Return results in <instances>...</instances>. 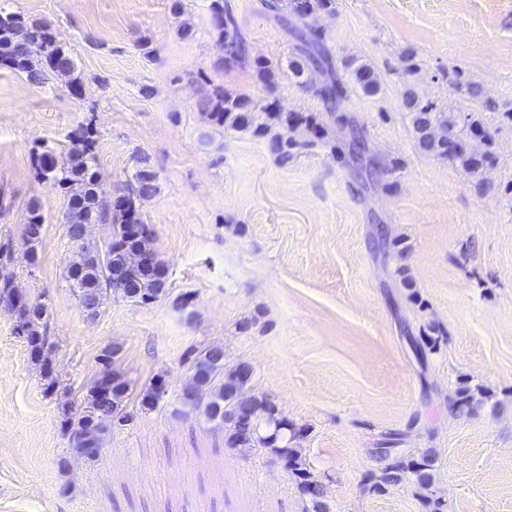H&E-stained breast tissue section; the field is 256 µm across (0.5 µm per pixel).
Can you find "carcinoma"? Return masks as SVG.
Wrapping results in <instances>:
<instances>
[{"instance_id":"cac0c4a2","label":"carcinoma","mask_w":512,"mask_h":512,"mask_svg":"<svg viewBox=\"0 0 512 512\" xmlns=\"http://www.w3.org/2000/svg\"><path fill=\"white\" fill-rule=\"evenodd\" d=\"M295 17L292 33L299 42L305 65L292 70L296 78L304 76L305 69L319 67L329 73L325 83L314 88L325 111H342L346 89L336 82L333 74V58L322 34L308 27L305 19L318 10L332 7V0H292ZM212 15L218 31L220 54L215 65H247L251 63L248 39L239 28L233 14L224 9V0H212ZM27 32L28 41L19 42L17 30ZM0 65H5L26 75L34 84H44L52 78H64L76 82V64L72 56L55 39L48 22L32 19L0 6ZM351 90L364 95H375L380 91L378 75L368 65L356 67L350 74ZM408 110L412 127L420 147L427 153L459 163L468 169H478L488 158H478L460 149L448 153L446 134L454 124L452 117L435 111L433 105L423 101L414 86H406L403 100ZM250 99L232 95L224 87L215 86L203 101V111L209 120L221 127L245 128L249 125ZM273 123H263L255 132L264 135L273 133L272 145L283 159H288L290 150L298 143L289 139L286 130L293 119L276 113ZM348 127L345 140L347 152L354 153L364 145L357 125L344 120ZM68 138L72 147L64 156L46 147L36 153L37 170L41 177L51 179L67 197L65 212L66 232L72 246V260L67 274L68 288L79 298L84 311L99 313L110 296L126 298L127 284L139 291L138 301L147 305L157 300L166 286V272L159 260L152 267H129L125 264L123 250L139 245L152 250L150 235L133 241L127 233V225L142 224L139 201L151 196L155 189L156 175L147 167L138 168L125 185L124 192L113 199L104 194L97 179V138L91 125H80L70 131ZM84 224H100L107 233L100 243L81 237ZM6 299L13 306L19 322L15 334L23 338L30 358L42 365L45 383L43 393L56 394L57 377L47 344L44 304L31 302L15 292L14 275L7 266L0 265V300ZM116 349L104 354L103 369L92 381L79 403H66L63 409L62 429L72 449L89 461L100 457L103 449L82 438V433L98 428L99 416L107 415L114 427L126 426L129 419L130 400L137 401L142 411L156 409L163 400L158 390V381L153 380L139 391L125 375L115 367ZM191 385L186 391L183 404L193 411L203 413L214 420V408L222 407L226 412L237 411L244 405L249 411V425L242 429L233 417L224 420V438L227 447L237 450L242 456L264 448L275 460L286 465L300 493L305 496L312 512H330L326 484L316 475L304 449L293 445L299 434L279 413L271 401L257 396L251 389L242 388L237 380V367L224 365V357L211 349L195 353L188 360ZM483 402V394L469 386L458 388L450 405L458 412H468ZM377 468L367 475L369 490L383 493L389 489L409 484L421 500L425 512H442V504L435 494V471L438 452L434 448H423L406 454L400 448L376 449Z\"/></svg>"}]
</instances>
